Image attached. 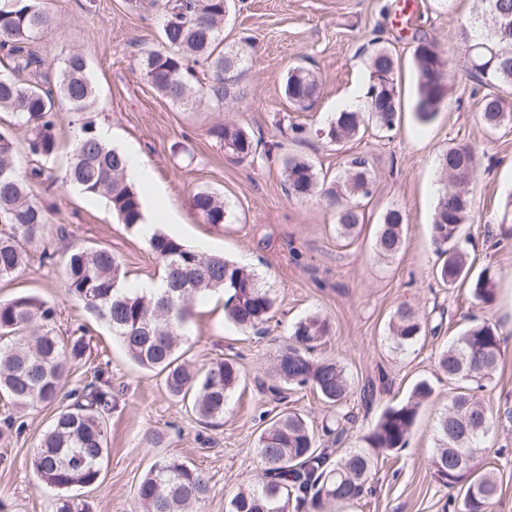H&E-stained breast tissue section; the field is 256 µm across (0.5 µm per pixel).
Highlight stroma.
Listing matches in <instances>:
<instances>
[{"instance_id": "35a3bbf8", "label": "stroma", "mask_w": 512, "mask_h": 512, "mask_svg": "<svg viewBox=\"0 0 512 512\" xmlns=\"http://www.w3.org/2000/svg\"><path fill=\"white\" fill-rule=\"evenodd\" d=\"M44 3L53 23L32 49L44 62L48 85H56L69 54L85 55L96 88L90 117L152 169L159 230L196 250L248 266L276 299L261 336L225 316L223 294L193 301L180 345L184 360L203 369L233 358L244 369V381L220 425L204 427L152 372L130 361L108 326L63 287V257L78 247L111 250L124 261L129 280L158 279L161 268L147 240L120 224L103 198L44 181L31 184L32 198L49 211L37 247L54 258L0 281V300L33 294L50 301L57 311L52 328L60 338L86 329V359L65 373L66 389L82 387L97 367L112 383L109 455L98 483L83 491L90 512H137L136 486L163 457L187 461L209 477L212 492L194 512H226L238 489L257 478L255 447L263 427L258 416L273 406L267 390L273 359L293 325L313 313L331 325L316 357L340 361L352 379L344 411L353 421L345 447H361L380 413L406 402L416 381L428 380L434 388L408 447L380 456L370 492L333 512H443L452 492L433 479L428 459L436 446V421L454 387L440 373L437 358L475 318L496 323L505 339L498 368L480 395L497 414L485 460L496 469L502 491L490 512H512V327L506 314L512 303V128L490 131L479 124L478 102L488 88L461 63L450 74L451 94L435 119L423 125L415 118L416 39L430 37L443 55L458 58L460 23L470 15L473 0H412L415 12L408 24L398 21L399 0H234L224 24V47L244 48L246 59L239 99L220 110L173 104L144 79L139 49L161 43L152 0H140L136 8L129 0ZM380 43L399 59L400 124L386 133L366 122L362 138L336 149L317 131L351 98L362 97L370 57ZM298 64L319 78V92L304 112L295 111L284 94V78ZM292 120L310 128L306 141L291 140ZM221 123L279 147L267 156L234 159L211 133ZM458 143L471 145L482 159L464 247L472 272L488 267L496 274V299L488 308L476 304L466 286L448 288L436 277L431 224L445 183L439 158ZM359 152L373 164L377 189L362 203L364 222L357 234L343 238L318 201L287 196L282 159L304 156L319 177L331 182L342 174L346 155ZM201 189L223 196L228 211L223 226L203 223L192 210L190 200ZM390 208L406 215L405 243L395 258L384 260L375 240ZM403 302L414 306L429 328L408 350L396 348L389 336V321ZM367 385L375 394L369 406L362 399ZM283 404L302 414L318 435L335 413L309 388L288 391ZM51 414L48 406L28 409L24 433L0 438V499L7 512H52L53 493L40 485L31 465ZM156 433L162 437L157 445L150 441Z\"/></svg>"}]
</instances>
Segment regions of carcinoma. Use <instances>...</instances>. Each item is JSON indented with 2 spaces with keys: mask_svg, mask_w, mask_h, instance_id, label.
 <instances>
[{
  "mask_svg": "<svg viewBox=\"0 0 512 512\" xmlns=\"http://www.w3.org/2000/svg\"><path fill=\"white\" fill-rule=\"evenodd\" d=\"M230 9L231 0H163L159 13L162 48L144 47L138 60L145 80L158 95L178 105L207 104L218 109L239 96L238 69L244 52L226 51L223 46L224 21ZM51 24L42 0H0V112L10 113L17 125L26 128L24 150L31 161L28 168L18 167L16 142L0 131V280L49 258L44 251L33 253L48 223L45 207L29 195L33 181H59L105 198L129 230L137 229L142 217L139 192L127 180L129 160L106 145L96 123L84 118L95 94L84 55L75 52L64 61L56 89L38 81L42 59L29 45ZM461 35L471 74L493 88L483 95L477 109L480 124L492 130L512 125V97L508 95L512 90V0H478L476 9L461 23ZM455 65L456 59L443 56L434 40L417 39L415 114L420 123L432 121L447 101L448 76ZM369 67V81L377 79L383 84L377 104L365 98L360 108L335 113L321 133L328 143L340 146L356 138L366 114L381 131L391 132L399 125L393 54L386 48L376 50ZM318 89L317 77L308 68L288 70L285 95L295 111L308 110ZM62 111L75 116L73 154L64 174L56 176L46 163L57 149L55 119ZM212 134L239 158L257 151L258 144L240 127L219 124ZM439 165L450 186L438 197L432 224V239L441 258L436 276L450 288L468 282L471 297L489 306L495 300V274L486 268L468 277V254L463 248L464 226L472 213L469 185L477 178L479 156L470 146L458 144L448 147ZM283 177L288 196H318L345 238L354 236L363 223L360 202L371 198L376 187V173L364 153L349 155L343 175L330 183L319 180L309 160L288 155L283 159ZM191 207L207 224L221 226L226 221L224 198L214 192L195 193ZM404 226L402 210H386L376 239L379 256L392 259L401 252ZM148 244L163 269L159 291L127 288L124 262L105 248L73 249L64 260V288L86 311L108 324L136 365L160 376L170 396L190 402L202 424L216 427L244 376L234 359L217 360L198 373L177 356L192 301L221 290L227 317L259 333L272 317L275 298L253 271L222 256L200 253L161 231ZM55 317V306L34 295L0 301V399L15 409L51 406L61 398L67 401L58 406L39 438L32 465L42 485L54 492L53 512H87L86 503L74 490L92 487L100 479L108 452L112 387L96 370L82 388L62 392L65 371L83 360L89 342L82 335L65 341L55 336L49 329ZM329 331L327 319L317 313L299 321L274 359L269 387L279 396L285 390L309 386L336 408L334 425L325 428L327 444L317 446L300 414L282 411L273 415L257 440V480L228 501L226 512H289L292 505L322 509L353 503L368 492L375 469L373 455L362 448L338 455L334 449L347 432L345 422L350 417L341 408L348 401L352 382L339 361L313 356ZM423 331L414 307H397L389 323L397 348L413 346ZM504 341L495 326L475 322L438 355L440 371L460 386L436 425L437 443L429 466L437 482L461 494L459 512H486L501 491L497 474L476 464L486 451L483 440L494 426L493 412L466 383L485 387L497 368ZM433 392L430 382L423 379L413 386L406 403L385 408L364 437L367 447L385 453L407 447L419 409ZM210 493V479L202 471L163 457L142 477L135 499L140 512H190Z\"/></svg>",
  "mask_w": 512,
  "mask_h": 512,
  "instance_id": "obj_1",
  "label": "carcinoma"
}]
</instances>
